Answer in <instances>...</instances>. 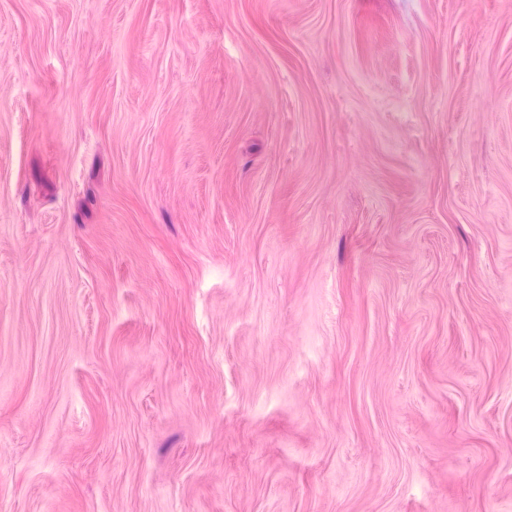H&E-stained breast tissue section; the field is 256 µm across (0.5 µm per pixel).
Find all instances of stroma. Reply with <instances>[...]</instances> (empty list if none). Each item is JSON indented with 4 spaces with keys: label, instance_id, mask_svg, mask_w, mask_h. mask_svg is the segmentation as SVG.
I'll list each match as a JSON object with an SVG mask.
<instances>
[{
    "label": "stroma",
    "instance_id": "1",
    "mask_svg": "<svg viewBox=\"0 0 512 512\" xmlns=\"http://www.w3.org/2000/svg\"><path fill=\"white\" fill-rule=\"evenodd\" d=\"M0 512H512V0H0Z\"/></svg>",
    "mask_w": 512,
    "mask_h": 512
}]
</instances>
